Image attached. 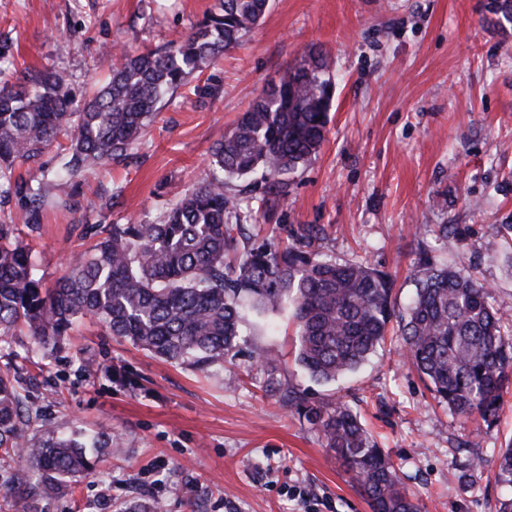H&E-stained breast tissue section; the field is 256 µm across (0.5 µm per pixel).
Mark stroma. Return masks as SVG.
I'll use <instances>...</instances> for the list:
<instances>
[{"mask_svg": "<svg viewBox=\"0 0 512 512\" xmlns=\"http://www.w3.org/2000/svg\"><path fill=\"white\" fill-rule=\"evenodd\" d=\"M218 0H0V45L14 83L47 67L65 70L78 95L106 78L102 49H164L185 39ZM485 0H270L243 42L190 77L124 159L51 189L49 211L27 244L44 287H53L91 243L85 218L107 224L158 220L210 171V152L249 103L312 46L336 85L318 155L288 176L270 215L263 185L227 181L232 220L275 239L324 227L320 252L366 261L394 281L397 308L416 294L422 258L473 269L512 336V31L483 20ZM453 225L443 238L440 225ZM263 348L276 373L256 362ZM26 405L59 433L110 432L119 451L92 455L63 493L27 505L0 468V512H124L154 500L162 512H371L288 390L347 403L398 469L419 512H497L512 490L494 463L512 440V385L493 425L452 415L403 357L399 331L357 372L313 381L296 363L294 326L242 334L222 365L201 373L76 321L57 352L42 356L15 337ZM482 467H474L475 458Z\"/></svg>", "mask_w": 512, "mask_h": 512, "instance_id": "1", "label": "stroma"}]
</instances>
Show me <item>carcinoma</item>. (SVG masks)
Returning <instances> with one entry per match:
<instances>
[{"label":"carcinoma","instance_id":"carcinoma-1","mask_svg":"<svg viewBox=\"0 0 512 512\" xmlns=\"http://www.w3.org/2000/svg\"><path fill=\"white\" fill-rule=\"evenodd\" d=\"M269 8V0H219L186 39L161 51L107 52L109 79L77 98L66 74L47 69L0 88V201L14 203L28 233L43 224L49 188L126 156L158 105L193 73L239 45ZM488 24L512 26L508 0H486ZM334 82L326 56L314 49L279 83L256 97L234 127L216 140L207 178L155 222L84 221L98 236L55 286L42 287L30 249L13 220H0V349L11 348L23 323L39 348L53 350L79 319H97L112 335L158 357L189 360L200 371L224 362L242 328L285 312L298 327V363L316 382L356 372L401 322L403 354L439 403L486 426L496 420L503 389L512 382V341L488 302V286L465 270L428 265L416 280V299L396 312L393 282L363 261L340 263L316 247L322 228L309 224L244 249L235 264L227 252L244 225L229 219L235 198L224 178L267 180L261 207L272 211L287 192L282 176L320 151ZM67 134L58 166L39 177L16 173L37 163L60 133ZM18 369L0 368V459L18 460L10 482L31 488V463L45 473L41 489L56 492L90 469L89 448L112 447V435H61L41 414L23 410ZM284 402L306 418L362 488L372 512H419L394 464L347 404L312 403L290 391ZM496 478L512 487V442L501 451Z\"/></svg>","mask_w":512,"mask_h":512}]
</instances>
